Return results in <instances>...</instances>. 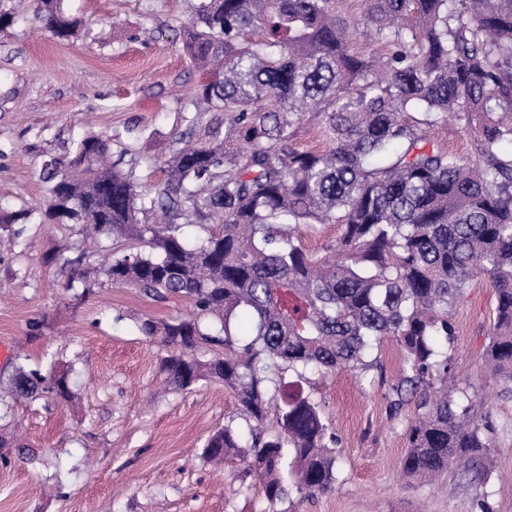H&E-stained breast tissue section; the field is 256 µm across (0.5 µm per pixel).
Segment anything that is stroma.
I'll list each match as a JSON object with an SVG mask.
<instances>
[{"label": "stroma", "instance_id": "stroma-1", "mask_svg": "<svg viewBox=\"0 0 512 512\" xmlns=\"http://www.w3.org/2000/svg\"><path fill=\"white\" fill-rule=\"evenodd\" d=\"M195 2L64 0L81 21L68 41L29 10L0 29V213L40 205L42 162L92 134L134 161L141 182L161 181L155 163L182 130L185 100L201 78L178 39ZM0 237L15 240L0 249V344L32 369L71 365L75 394L0 407V437H20L37 453L32 462L0 448V512H265L259 483L242 477L238 461L217 467L202 456L208 436L237 416L236 394L219 381L165 386L168 350L138 331L140 318L185 316L191 303L112 285L92 261L67 290L56 257L82 252L80 225L0 223ZM495 304L492 284L478 278L453 309L452 371L481 393L503 387L482 370ZM379 357L384 369L371 371L370 383L339 371L315 387L341 438L338 479L326 492L292 494L284 512H472L485 491L492 512H512V399L494 406L488 485L453 470L411 484L400 462L414 409L391 418L384 398L400 364L397 345L384 342Z\"/></svg>", "mask_w": 512, "mask_h": 512}]
</instances>
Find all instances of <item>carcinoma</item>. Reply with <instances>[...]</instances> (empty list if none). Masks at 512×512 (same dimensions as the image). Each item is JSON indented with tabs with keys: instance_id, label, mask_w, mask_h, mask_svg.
Returning a JSON list of instances; mask_svg holds the SVG:
<instances>
[{
	"instance_id": "carcinoma-1",
	"label": "carcinoma",
	"mask_w": 512,
	"mask_h": 512,
	"mask_svg": "<svg viewBox=\"0 0 512 512\" xmlns=\"http://www.w3.org/2000/svg\"><path fill=\"white\" fill-rule=\"evenodd\" d=\"M31 3L56 38L75 34L62 0ZM362 3L351 24L336 0H197L182 41L204 78L160 184L142 186L112 160L110 140L93 135L70 157L43 162V210L0 217L85 225L97 245L63 259L71 288L106 242L141 244L112 251L105 272L115 286L191 302L190 315L144 317L138 331L171 348L162 367L177 388L215 379L236 392L248 429L228 420L203 457L239 460L267 512L337 480L339 438L303 382L382 370L373 351L385 340L401 356L385 391L390 416L414 405L405 478L454 467L487 483L492 411L454 387L451 368L453 307L477 278L496 297L485 367L512 395V152L501 151L512 145V0ZM359 35L383 52L353 51ZM203 112L212 113L204 125ZM307 115L327 149L290 143ZM450 116L471 129L475 156L435 143ZM183 224L206 237L186 242ZM305 224H334L339 234L313 254L298 237ZM203 341L224 353L200 359ZM287 372L297 380L284 381ZM71 374L63 363L43 374L17 355L11 390L37 398L54 381L68 401ZM270 417L276 431L267 435Z\"/></svg>"
}]
</instances>
